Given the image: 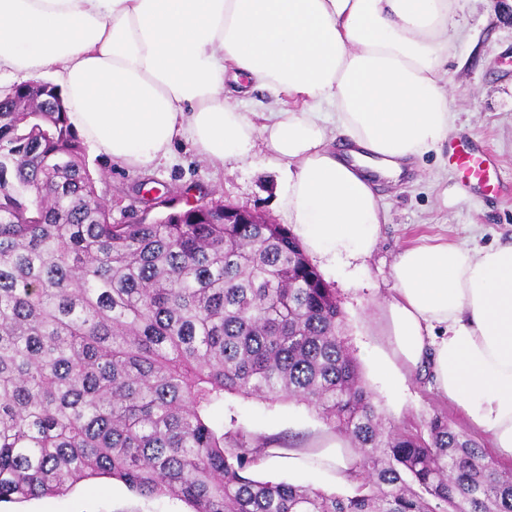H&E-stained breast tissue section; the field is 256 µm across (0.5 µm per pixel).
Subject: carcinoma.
Here are the masks:
<instances>
[{
    "label": "carcinoma",
    "instance_id": "carcinoma-1",
    "mask_svg": "<svg viewBox=\"0 0 512 512\" xmlns=\"http://www.w3.org/2000/svg\"><path fill=\"white\" fill-rule=\"evenodd\" d=\"M0 98V502L106 476L191 512H512V474L446 415L390 426L333 290L284 224L212 201L112 223L52 97ZM315 410L359 459L353 494L254 479L224 396Z\"/></svg>",
    "mask_w": 512,
    "mask_h": 512
}]
</instances>
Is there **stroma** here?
<instances>
[{"label":"stroma","mask_w":512,"mask_h":512,"mask_svg":"<svg viewBox=\"0 0 512 512\" xmlns=\"http://www.w3.org/2000/svg\"><path fill=\"white\" fill-rule=\"evenodd\" d=\"M459 19L461 27L448 59L454 133L486 145L497 159L498 178L512 184V0H462ZM172 153V162L139 171L85 149L97 190L112 207L113 222L141 216L152 197L164 195L178 210L220 199L258 211L272 223H285L281 188L286 173L267 164L263 145H255L246 160L222 167L210 164L181 138L174 140ZM460 184V173L449 164L447 153L433 152L415 160L407 177L381 182L376 189L389 222L381 228L375 252L347 267L321 268L320 273L336 291L345 342L387 420L402 431L416 433L425 420L441 413L487 449L489 435L473 428L457 402L437 393L427 372L388 378L376 369L387 351L378 326L380 309L394 295L391 268L406 245L441 238L483 248L512 241V194L495 199L477 190L462 191L455 201L444 202L443 190ZM224 426L242 427L273 448V458L252 467L253 477L329 489L318 471L297 473L288 468L289 449L314 453L337 435L305 404L293 400L271 404L229 394L224 399ZM0 512H188V508L167 496L136 494L114 479L93 478L59 496L2 502Z\"/></svg>","instance_id":"stroma-1"}]
</instances>
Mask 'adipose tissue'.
<instances>
[{
	"mask_svg": "<svg viewBox=\"0 0 512 512\" xmlns=\"http://www.w3.org/2000/svg\"><path fill=\"white\" fill-rule=\"evenodd\" d=\"M460 0H0V72H50L77 135L116 165L146 168L184 137L213 165L262 140L284 168L283 205L306 251L326 266L376 249L387 212L373 176L438 150L455 120L444 68ZM264 88L302 111L249 117L233 98ZM357 149L351 160L336 138ZM381 312V371L429 370L512 463V243L438 240L403 248ZM342 485L344 443L317 457Z\"/></svg>",
	"mask_w": 512,
	"mask_h": 512,
	"instance_id": "ef3b65f1",
	"label": "adipose tissue"
}]
</instances>
